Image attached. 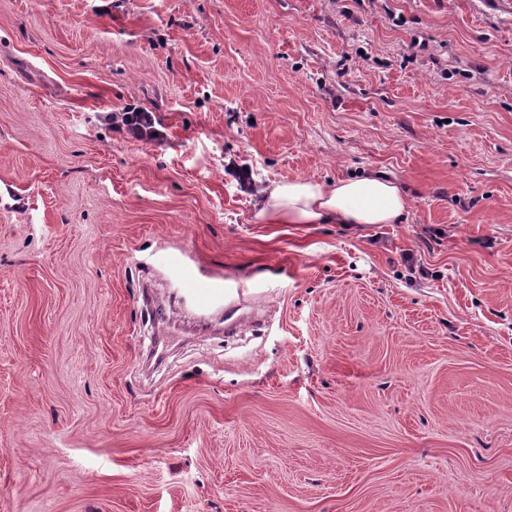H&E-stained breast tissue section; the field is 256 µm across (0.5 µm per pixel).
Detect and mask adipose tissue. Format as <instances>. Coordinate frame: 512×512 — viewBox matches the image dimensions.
Returning <instances> with one entry per match:
<instances>
[{
	"instance_id": "adipose-tissue-1",
	"label": "adipose tissue",
	"mask_w": 512,
	"mask_h": 512,
	"mask_svg": "<svg viewBox=\"0 0 512 512\" xmlns=\"http://www.w3.org/2000/svg\"><path fill=\"white\" fill-rule=\"evenodd\" d=\"M257 207V219L269 224H394L408 201L394 179L370 174L330 186L310 179L273 182L261 191Z\"/></svg>"
}]
</instances>
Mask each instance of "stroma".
Returning <instances> with one entry per match:
<instances>
[{
  "label": "stroma",
  "instance_id": "obj_1",
  "mask_svg": "<svg viewBox=\"0 0 512 512\" xmlns=\"http://www.w3.org/2000/svg\"><path fill=\"white\" fill-rule=\"evenodd\" d=\"M0 512H512V0H0ZM112 127L125 132L130 139L140 142H155L164 139L163 128L153 112L131 105L124 107L121 112H106L101 117ZM157 133V136H154ZM255 218L268 224H397L408 201L399 183L380 175L271 182L260 192Z\"/></svg>",
  "mask_w": 512,
  "mask_h": 512
}]
</instances>
